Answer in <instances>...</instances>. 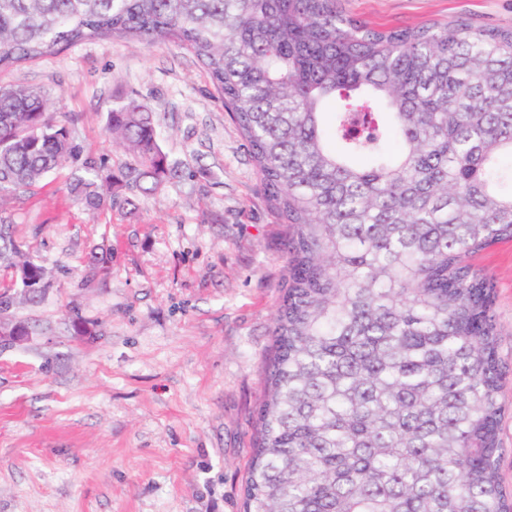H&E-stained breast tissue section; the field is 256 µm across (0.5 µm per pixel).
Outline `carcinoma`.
Returning <instances> with one entry per match:
<instances>
[{"instance_id": "obj_1", "label": "carcinoma", "mask_w": 512, "mask_h": 512, "mask_svg": "<svg viewBox=\"0 0 512 512\" xmlns=\"http://www.w3.org/2000/svg\"><path fill=\"white\" fill-rule=\"evenodd\" d=\"M174 42L207 71L289 228L243 512H512L496 286L512 239V29L375 28L338 0H0V70L86 40ZM85 208L184 174L134 99ZM32 89H0V198L79 157ZM30 268L0 227V256Z\"/></svg>"}]
</instances>
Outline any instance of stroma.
Returning a JSON list of instances; mask_svg holds the SVG:
<instances>
[{"instance_id":"obj_1","label":"stroma","mask_w":512,"mask_h":512,"mask_svg":"<svg viewBox=\"0 0 512 512\" xmlns=\"http://www.w3.org/2000/svg\"><path fill=\"white\" fill-rule=\"evenodd\" d=\"M371 25L512 28V0H339ZM45 93L80 149L0 202L50 286L16 306L28 335L0 344V512H242L285 274L287 226L194 56L100 37L0 71ZM135 97L184 179L135 215L92 212L70 185L83 159L128 160L107 129ZM107 252L96 272L91 254ZM496 285L507 368L499 473L512 490V240L475 255Z\"/></svg>"}]
</instances>
